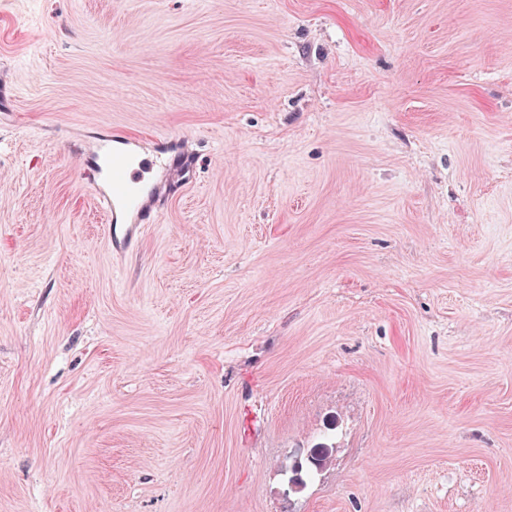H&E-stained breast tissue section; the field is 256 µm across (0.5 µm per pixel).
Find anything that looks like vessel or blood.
<instances>
[{"instance_id": "1", "label": "vessel or blood", "mask_w": 512, "mask_h": 512, "mask_svg": "<svg viewBox=\"0 0 512 512\" xmlns=\"http://www.w3.org/2000/svg\"><path fill=\"white\" fill-rule=\"evenodd\" d=\"M153 165L138 155L132 138L118 133L100 140L91 157L94 174L85 189L105 216V237L116 256L125 255L151 221L157 189L147 174ZM121 215L134 216V223H118Z\"/></svg>"}]
</instances>
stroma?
<instances>
[{"label":"stroma","mask_w":512,"mask_h":512,"mask_svg":"<svg viewBox=\"0 0 512 512\" xmlns=\"http://www.w3.org/2000/svg\"><path fill=\"white\" fill-rule=\"evenodd\" d=\"M0 512H512V0H0ZM136 147L134 139L118 133L99 140L90 162L96 175L84 184L105 216V238L119 257L144 234L156 207L150 204L157 189L146 178L155 161L135 155ZM120 215H132L138 224H117ZM328 459L327 449L314 448L299 460L295 458L292 464L288 466V486L293 483L296 487L295 492H299L306 486L307 480L311 479L322 467L325 466Z\"/></svg>","instance_id":"stroma-1"}]
</instances>
